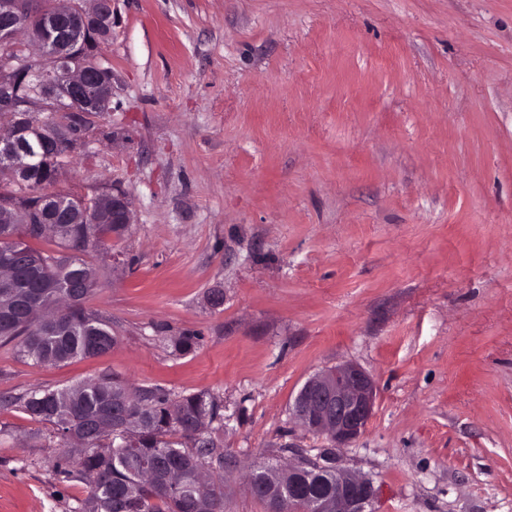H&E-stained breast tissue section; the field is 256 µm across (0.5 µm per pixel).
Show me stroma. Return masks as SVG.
<instances>
[{"label":"stroma","instance_id":"stroma-1","mask_svg":"<svg viewBox=\"0 0 512 512\" xmlns=\"http://www.w3.org/2000/svg\"><path fill=\"white\" fill-rule=\"evenodd\" d=\"M101 53L112 109L57 186L130 199L87 301L117 343L0 345V512H79L14 399L103 377L221 405L225 512H267L248 464L329 453L371 512H512V0H112ZM343 363L377 395L336 448L292 405Z\"/></svg>","mask_w":512,"mask_h":512}]
</instances>
